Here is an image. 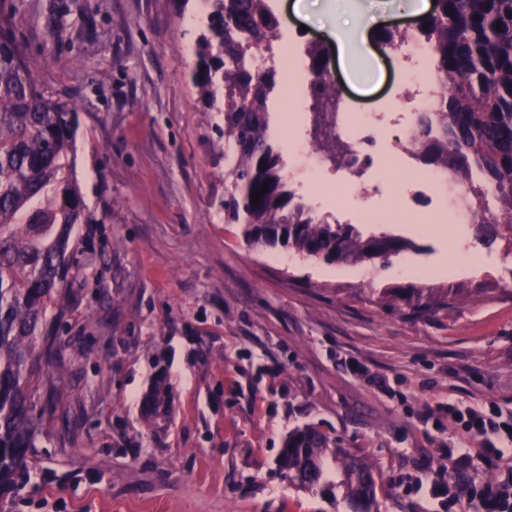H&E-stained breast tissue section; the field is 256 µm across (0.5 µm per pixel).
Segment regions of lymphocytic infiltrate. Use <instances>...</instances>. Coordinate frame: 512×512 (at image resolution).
Listing matches in <instances>:
<instances>
[{
    "mask_svg": "<svg viewBox=\"0 0 512 512\" xmlns=\"http://www.w3.org/2000/svg\"><path fill=\"white\" fill-rule=\"evenodd\" d=\"M442 413L469 445L448 451V465L456 470L455 481L431 483L432 493L447 492L453 504L468 502L473 512H512V462L505 450L512 446V411L478 402L460 405L455 401L427 407L426 415ZM495 468L500 476L485 481L472 472L473 461Z\"/></svg>",
    "mask_w": 512,
    "mask_h": 512,
    "instance_id": "1",
    "label": "lymphocytic infiltrate"
}]
</instances>
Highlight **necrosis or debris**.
Returning a JSON list of instances; mask_svg holds the SVG:
<instances>
[{"label": "necrosis or debris", "instance_id": "necrosis-or-debris-1", "mask_svg": "<svg viewBox=\"0 0 512 512\" xmlns=\"http://www.w3.org/2000/svg\"><path fill=\"white\" fill-rule=\"evenodd\" d=\"M393 69L402 74L398 94L389 112L383 113L380 122L367 120L364 113L356 111L350 100L337 98L335 107V133L352 146L343 168L327 173L324 190L336 187H358L361 196H369V180L380 152L376 135L378 123L393 127L398 142L409 141L419 113L435 111L439 104L441 79L432 66L429 49L417 35L395 43L388 52Z\"/></svg>", "mask_w": 512, "mask_h": 512}]
</instances>
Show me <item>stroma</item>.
<instances>
[{
	"mask_svg": "<svg viewBox=\"0 0 512 512\" xmlns=\"http://www.w3.org/2000/svg\"><path fill=\"white\" fill-rule=\"evenodd\" d=\"M271 7L280 41L304 55L337 12L334 0ZM195 9L23 0L17 15L45 85L76 107V176L95 221L72 234L92 264L66 320L46 321L63 348L36 401L56 420L0 487V512H346L341 487L303 490L278 469L284 439L306 426L372 467L377 512H463L426 493L462 441L419 417L447 399L512 410V240L488 246L466 229V261L451 264L447 236L419 230L435 203L391 194L410 168L385 128L378 193L330 196L328 215L414 250L345 265L247 243L224 221V115L191 79ZM373 38L357 63L327 67L345 97L383 111L393 76ZM442 264L444 276L417 274ZM156 386L166 409L154 415Z\"/></svg>",
	"mask_w": 512,
	"mask_h": 512,
	"instance_id": "1",
	"label": "stroma"
}]
</instances>
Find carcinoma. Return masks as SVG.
Returning <instances> with one entry per match:
<instances>
[{
	"instance_id": "carcinoma-1",
	"label": "carcinoma",
	"mask_w": 512,
	"mask_h": 512,
	"mask_svg": "<svg viewBox=\"0 0 512 512\" xmlns=\"http://www.w3.org/2000/svg\"><path fill=\"white\" fill-rule=\"evenodd\" d=\"M269 2L209 0L195 45L192 82L208 110L224 113L225 221L243 224L254 245L288 247L330 264H387L413 241L332 224L288 187L270 131L278 71L252 60L276 38L279 21ZM17 14L16 6L0 9V485L26 463L46 425L35 394L56 346L41 327L85 269L74 226L94 223L74 174L75 107L40 79L17 34ZM417 33L434 49L444 92L438 111L419 116L406 150L460 183L478 180L470 205L481 213L479 236L512 239V0H435ZM310 55L318 101L333 107L325 49L315 46ZM327 116L314 113L313 134L341 165L351 147ZM263 186L260 203H250ZM331 445L312 427L295 430L284 441L280 468L292 484L314 489L325 483ZM342 484L351 512H372L375 482L365 463L345 461Z\"/></svg>"
}]
</instances>
